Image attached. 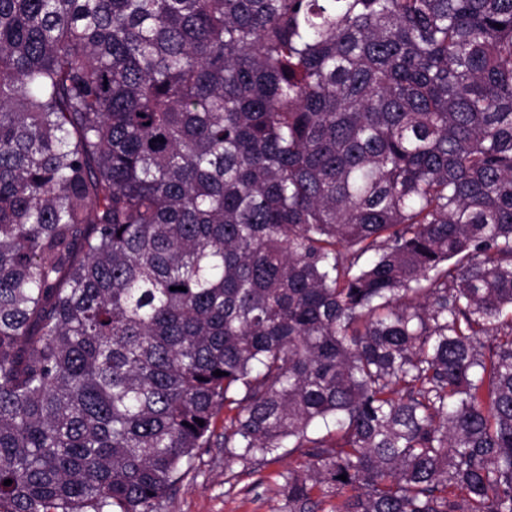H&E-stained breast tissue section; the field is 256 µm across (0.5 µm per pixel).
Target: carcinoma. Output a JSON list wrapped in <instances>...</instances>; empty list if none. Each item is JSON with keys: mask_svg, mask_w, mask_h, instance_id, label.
<instances>
[{"mask_svg": "<svg viewBox=\"0 0 512 512\" xmlns=\"http://www.w3.org/2000/svg\"><path fill=\"white\" fill-rule=\"evenodd\" d=\"M511 311L512 0H0V512H512ZM224 409L220 412L208 448H200L192 469L178 482L158 512H282L283 475L305 471L301 450L283 448L265 459L243 461L224 451Z\"/></svg>", "mask_w": 512, "mask_h": 512, "instance_id": "1", "label": "carcinoma"}]
</instances>
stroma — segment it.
<instances>
[{
	"label": "stroma",
	"mask_w": 512,
	"mask_h": 512,
	"mask_svg": "<svg viewBox=\"0 0 512 512\" xmlns=\"http://www.w3.org/2000/svg\"><path fill=\"white\" fill-rule=\"evenodd\" d=\"M302 451L243 461L224 451V425L216 423L209 447L199 449L189 473L178 482L158 512H283V477L304 471Z\"/></svg>",
	"instance_id": "stroma-1"
}]
</instances>
